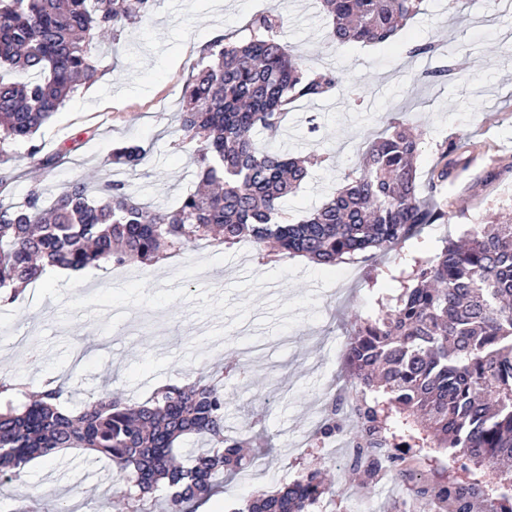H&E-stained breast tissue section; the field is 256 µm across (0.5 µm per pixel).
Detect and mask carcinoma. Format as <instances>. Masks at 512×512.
<instances>
[{"label": "carcinoma", "mask_w": 512, "mask_h": 512, "mask_svg": "<svg viewBox=\"0 0 512 512\" xmlns=\"http://www.w3.org/2000/svg\"><path fill=\"white\" fill-rule=\"evenodd\" d=\"M155 0H0V164L7 147L26 143L81 86L100 77L95 41L117 37L150 15ZM425 0H322L339 43H383L420 13ZM281 18L252 19L240 44L215 41L193 65L178 111L180 145L194 156L198 185L172 209L141 203L124 180L91 189L86 180L46 200L40 180L19 205L0 199V298L14 302L53 267L85 269L156 265L209 239L227 248L248 240L260 264L304 257L334 266L359 261L378 278L399 283L378 301L383 311L355 320L347 342L344 404L328 412L316 436L334 438L350 423V471L368 493L400 485L423 512H512V219L477 224L466 240L444 241L433 257L411 254L394 266L376 261L438 221L448 222L433 186L466 170L468 147L441 152L420 182V139L390 122L362 154L356 175L321 207L295 223L283 204L309 176L308 161L260 150L253 133L275 137L298 100L331 95L342 79L311 71L287 51ZM410 53L438 57L432 81L456 71L453 53L426 42ZM147 150L127 143L110 164L135 172ZM28 159L43 173L56 156ZM167 384L144 403L107 390L73 415L62 409L64 386L38 391L0 379V479H21L32 459L74 448L105 458L119 473L116 512H199L215 492L259 456V443L224 433L223 374ZM203 449L190 455L181 439ZM230 512H336V490L317 470L269 494L242 499Z\"/></svg>", "instance_id": "cac0c4a2"}]
</instances>
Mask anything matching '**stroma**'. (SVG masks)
<instances>
[{
    "mask_svg": "<svg viewBox=\"0 0 512 512\" xmlns=\"http://www.w3.org/2000/svg\"><path fill=\"white\" fill-rule=\"evenodd\" d=\"M155 0L148 19L102 41V74L80 88L33 137L41 155L60 161L42 180L55 190L77 177L114 178L112 149L135 141L145 164L126 179L145 203L173 207L193 188L196 166L174 114L192 66L217 40L249 38L255 15L276 11L281 40L307 68L333 70L342 84L327 98L293 104L274 145L322 162L284 206L295 221L326 192L355 173L370 138L388 122L409 120L421 138L419 175L441 150L468 138L477 158L468 171L436 189L449 221L424 229L414 250L432 256L444 237L512 216V11L495 0H426L421 14L381 44L332 42L319 0ZM452 44L459 63L452 79L426 82L435 62L411 56L412 46ZM502 176L486 181L487 171ZM129 278L108 267L86 269L61 283L45 278L13 303L0 301V376L39 386L66 377L63 406L72 410L103 390L146 401L158 385L242 359L247 372L225 387L232 402L225 427L254 430L268 448L260 464L225 480L207 512H228L237 499L293 481L302 468L335 471L341 443L308 444L329 382L343 386V352L355 317L375 313L376 291L365 267H325L300 258L261 265L251 243L206 242L155 266L130 264ZM38 353L30 361V353ZM111 465L65 449L27 466L0 486V512H19L30 498L71 512H115Z\"/></svg>",
    "mask_w": 512,
    "mask_h": 512,
    "instance_id": "stroma-1",
    "label": "stroma"
}]
</instances>
